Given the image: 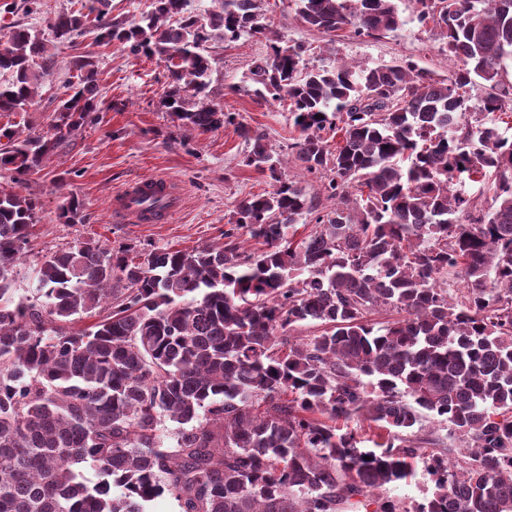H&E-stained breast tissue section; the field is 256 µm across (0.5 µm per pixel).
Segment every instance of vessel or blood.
Wrapping results in <instances>:
<instances>
[{
    "label": "vessel or blood",
    "instance_id": "b4317fda",
    "mask_svg": "<svg viewBox=\"0 0 512 512\" xmlns=\"http://www.w3.org/2000/svg\"><path fill=\"white\" fill-rule=\"evenodd\" d=\"M181 206L178 184L161 176L128 183L112 200L114 216L131 224L160 223Z\"/></svg>",
    "mask_w": 512,
    "mask_h": 512
}]
</instances>
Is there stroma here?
<instances>
[{"instance_id":"obj_1","label":"stroma","mask_w":512,"mask_h":512,"mask_svg":"<svg viewBox=\"0 0 512 512\" xmlns=\"http://www.w3.org/2000/svg\"><path fill=\"white\" fill-rule=\"evenodd\" d=\"M82 0H38L29 11L27 0H0V46L12 27L23 25L47 32L63 12L80 9ZM266 18L283 43L306 48L309 66L331 67L348 61L357 68H374L401 58L419 67L447 75L459 67L449 58L436 31L413 17L411 0L399 8L406 23L397 31L375 38L343 31L332 37L308 28L296 14L294 0H263ZM212 81L208 103L235 113L239 122L260 133L269 149L287 155L292 133L285 105L256 97L247 70L268 52L265 40L243 37L231 43L208 44ZM54 64L43 75L33 104L13 112H0V129L16 130L19 137L49 133L54 109L68 84L78 83L79 72L70 62L87 56L95 73L100 111L72 144L44 159L40 170L26 176L17 187L41 205L28 252L20 265L22 288H29L33 269L45 256L79 242L95 241L105 248L123 244L153 245L186 252L205 244L224 243L233 228V211L241 200L268 191V178L247 167V146L233 127L215 131H188L167 112L162 100L169 88L163 62L132 54L115 44L96 43L87 33L73 43L48 48ZM166 176L178 182L183 206L165 224H127L112 214V197L133 180ZM78 198V221L60 219L61 207ZM434 484L423 460L412 462V474L398 489L380 491L384 500L415 508L431 497Z\"/></svg>"}]
</instances>
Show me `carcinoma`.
Returning a JSON list of instances; mask_svg holds the SVG:
<instances>
[{"label":"carcinoma","mask_w":512,"mask_h":512,"mask_svg":"<svg viewBox=\"0 0 512 512\" xmlns=\"http://www.w3.org/2000/svg\"><path fill=\"white\" fill-rule=\"evenodd\" d=\"M295 2L333 36L405 24L400 0ZM411 2L462 63L446 78L407 58L309 68L301 45L251 65L254 94L288 104L295 160L325 174L323 215L234 113L190 105L210 86L206 42L272 33L261 0H218L205 18L188 0H151L134 25L110 16V0L57 16L56 43L91 27L101 44L159 57L166 110L202 132L234 126L272 189L236 206L255 248L227 233L221 246L131 258L84 242L44 258L18 300L40 203L0 188V512H148L165 495L179 512H348L407 480L416 457L430 499L375 512H512V140L489 120L512 112V0ZM47 52L30 29L11 31L1 112L35 101ZM99 110L87 74L59 99L52 134L0 131V169L34 172ZM467 179L489 195L459 193ZM379 309L394 317L372 321ZM307 323L317 334L290 335ZM164 417L178 424L170 444ZM426 419L471 445L449 457L443 438L420 434Z\"/></svg>","instance_id":"cac0c4a2"}]
</instances>
